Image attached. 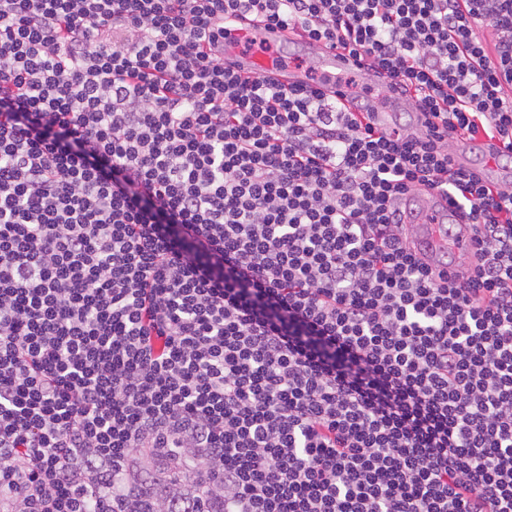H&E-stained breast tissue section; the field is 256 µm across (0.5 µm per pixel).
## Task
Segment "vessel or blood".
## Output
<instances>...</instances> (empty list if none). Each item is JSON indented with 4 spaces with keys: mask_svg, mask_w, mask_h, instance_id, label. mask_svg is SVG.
I'll return each instance as SVG.
<instances>
[{
    "mask_svg": "<svg viewBox=\"0 0 512 512\" xmlns=\"http://www.w3.org/2000/svg\"><path fill=\"white\" fill-rule=\"evenodd\" d=\"M280 36L281 33L277 30H235L227 42L226 59L236 63L238 70L244 74L273 70L265 48ZM299 42L305 49L315 50L320 74L327 85H334L337 74L345 71L358 74L365 81H372L373 72L364 61L355 59L348 53L330 49L325 44L311 42L304 36L300 37ZM399 207L403 211L404 223L412 227L418 249L430 264H440L446 256L458 258L471 253L473 244L469 229L447 234L446 227L455 222L456 214L438 192L429 190L406 195L400 200Z\"/></svg>",
    "mask_w": 512,
    "mask_h": 512,
    "instance_id": "vessel-or-blood-1",
    "label": "vessel or blood"
}]
</instances>
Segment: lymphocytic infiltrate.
Segmentation results:
<instances>
[{"label": "lymphocytic infiltrate", "mask_w": 512, "mask_h": 512, "mask_svg": "<svg viewBox=\"0 0 512 512\" xmlns=\"http://www.w3.org/2000/svg\"><path fill=\"white\" fill-rule=\"evenodd\" d=\"M241 22L422 127L236 72ZM458 138L512 170V0H0V512H512V184ZM294 38L299 42L305 49L313 50L316 52L319 60L320 75L323 76L324 81L328 87L334 90L336 87V72L343 73L349 71L351 73L358 74L367 83L374 80L373 71L369 66L361 60L355 59L348 55L347 52H338L334 49H330L324 43H314L309 41L305 36L294 35ZM273 56H278L290 63V66L300 63L301 60L310 62L316 67V75L318 76V60L315 54L309 53L302 47L296 44H286L279 48L278 52H269ZM403 211L404 224H412L418 249L432 265H440L448 247V258L469 255L473 249L472 232L463 227L451 237L447 245L446 226L456 224V214L441 194L428 190L408 194L398 203Z\"/></svg>", "instance_id": "lymphocytic-infiltrate-1"}]
</instances>
